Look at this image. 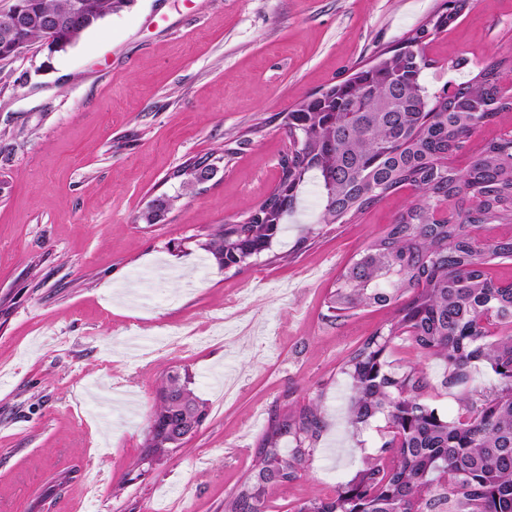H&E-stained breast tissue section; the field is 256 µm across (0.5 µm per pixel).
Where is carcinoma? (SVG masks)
I'll list each match as a JSON object with an SVG mask.
<instances>
[{
    "mask_svg": "<svg viewBox=\"0 0 512 512\" xmlns=\"http://www.w3.org/2000/svg\"><path fill=\"white\" fill-rule=\"evenodd\" d=\"M129 0H26L29 43L53 37L75 44ZM469 0H448L406 37L326 90L285 113L293 155L273 192L244 218L220 224L204 251L215 265L241 268L270 249L293 214L307 179L315 180L318 223L341 224L406 186L414 198L383 236L344 268L328 309L345 317L370 307H394L346 358V419L360 431L376 419L389 439L362 459L355 475L329 496L313 495L295 512H512V282L490 265L512 259V235L488 237L490 224H512V138L486 143L469 166L448 163L483 124L512 110L503 82L512 67L491 65L474 78L431 93L422 82L430 66L417 46L444 31ZM55 18L54 31L43 21ZM210 166L199 158L174 172L183 179ZM168 200L139 216L157 224ZM442 362V386L460 389L452 419L429 402L424 367L404 371L387 361L397 341ZM493 373L487 386L472 371ZM180 372L167 373L150 417L148 436L185 435L181 413L163 399L182 394ZM321 397L271 419L250 476L224 499V512H267L279 486L306 471L312 443L324 427Z\"/></svg>",
    "mask_w": 512,
    "mask_h": 512,
    "instance_id": "cac0c4a2",
    "label": "carcinoma"
}]
</instances>
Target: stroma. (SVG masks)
<instances>
[{
  "label": "stroma",
  "instance_id": "35a3bbf8",
  "mask_svg": "<svg viewBox=\"0 0 512 512\" xmlns=\"http://www.w3.org/2000/svg\"><path fill=\"white\" fill-rule=\"evenodd\" d=\"M444 0H132L67 51L0 60V512H224L271 416L322 396L305 474L268 512L331 492L382 443L344 419V360L392 315L330 318L336 278L412 199L317 221L315 187L262 254L221 270L199 248L276 186L285 111L338 83ZM429 91L512 61V0H470L425 40ZM458 68H449V60ZM213 155L184 189L174 173ZM164 221L137 223L157 197ZM208 416L136 468L165 373Z\"/></svg>",
  "mask_w": 512,
  "mask_h": 512
}]
</instances>
